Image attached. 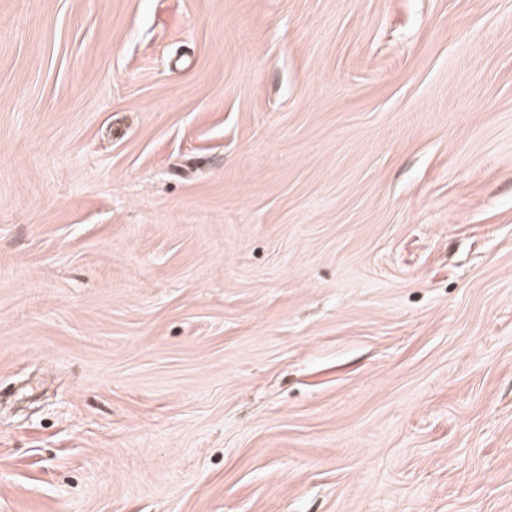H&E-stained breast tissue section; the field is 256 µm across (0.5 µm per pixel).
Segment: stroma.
Wrapping results in <instances>:
<instances>
[{"label": "stroma", "mask_w": 512, "mask_h": 512, "mask_svg": "<svg viewBox=\"0 0 512 512\" xmlns=\"http://www.w3.org/2000/svg\"><path fill=\"white\" fill-rule=\"evenodd\" d=\"M0 512H512V0H0Z\"/></svg>", "instance_id": "1"}]
</instances>
